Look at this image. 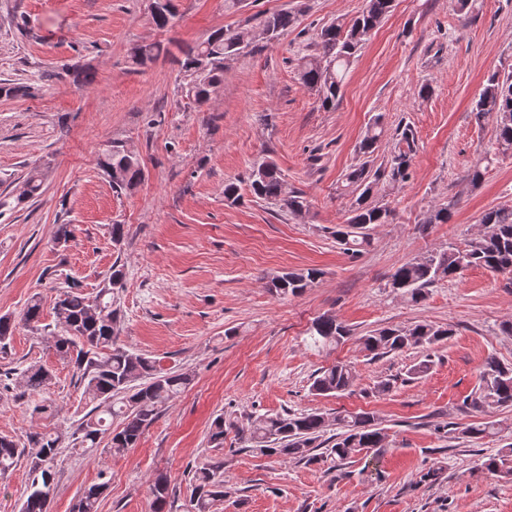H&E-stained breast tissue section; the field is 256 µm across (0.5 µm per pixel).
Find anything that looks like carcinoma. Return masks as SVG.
Here are the masks:
<instances>
[{
  "mask_svg": "<svg viewBox=\"0 0 512 512\" xmlns=\"http://www.w3.org/2000/svg\"><path fill=\"white\" fill-rule=\"evenodd\" d=\"M152 16L158 29H165L176 17L173 0ZM394 0H365L358 17L346 22L333 21L317 34L318 52L301 59L300 79L305 88L318 96L322 108H335L342 91L348 69L356 54L365 44L371 31L382 22L393 7ZM296 22L294 14L276 11L260 14L259 26L274 40ZM252 43L251 31L246 28L212 32L177 60L182 74L180 88L189 102L201 106L207 103L224 84V61L239 54ZM165 51L158 41H143L130 51L132 64L144 66ZM472 112L480 122L488 115L496 120L495 143L485 151L484 160L492 162L500 154L512 153V74L492 73L474 102ZM386 130L377 117L368 126L358 153L363 161L354 165L345 176L344 190L353 201L349 217L331 231L344 252L355 257L371 243V230L388 223L390 209L371 202L374 186L403 183L417 152V132L405 125L398 130L394 150L385 167L374 169L370 158L385 136ZM104 172H122L119 180H112L113 188L133 190L143 179V165L139 155L130 153L125 146L114 142L107 146L99 158ZM26 189L17 202L32 198L41 192L43 173L33 169L25 180ZM251 194L271 205L278 206L294 216L308 208V201L300 191L288 189L286 181L270 160L253 169L249 176ZM446 206L433 207L426 212L420 229L431 224H446L449 220ZM483 232L460 246L431 253L410 261L390 276L388 287L405 300L418 303L426 290L443 279L453 280L471 267H482L493 273L512 275V208L500 207L485 211L480 219ZM320 276L316 269L283 272L271 278L270 288L281 296L298 295L310 287ZM111 282L89 297L73 285L58 294L55 310V329L51 348L57 356L72 364L80 377L83 394L94 404L79 426L80 444L84 449L96 446L104 433V415L122 418L120 429L112 432L111 447L120 451L134 447L144 432L155 422L160 408L191 383L187 373H163L155 361L143 353L130 351L118 343L120 315L115 306L114 291L123 287L124 268L115 263L109 270ZM43 315L42 302L33 299L24 309L22 320L37 330ZM453 328L422 322L408 328H382L361 337L363 349L374 356L402 352L410 347H429L448 339ZM314 342L338 345L349 336V329L335 317H318L310 328ZM18 380L30 396L34 397L33 411L43 413L46 405L36 399L51 382L52 374L40 365L31 364L19 371ZM354 367L336 362L320 370L313 379L311 391L318 395H337L350 390L355 383ZM462 406L472 414L486 416L493 410L512 407V366L490 356L485 360L478 386L464 399ZM336 433L329 437V454L336 463L362 453L377 460L388 447L387 435L379 427L374 413L338 414L334 418ZM330 426L322 413L255 415L247 419L246 427L234 421L217 417L211 425L210 443L221 448L224 434L235 429L249 447L268 455H278L307 464L319 460L317 448ZM498 430L494 421L473 422L461 430L470 440H481ZM31 449L0 436V474H5L25 460L29 465L30 485L20 512H49L55 491V471L61 440L57 436L33 435ZM480 468L487 474L512 480V446L482 460ZM106 472H99L101 482L94 484L79 496L72 512H97L98 503L108 482ZM170 485L166 475L158 473L151 483L153 512H166ZM224 496V460L210 459L192 469L190 503L193 512H211L214 502Z\"/></svg>",
  "mask_w": 512,
  "mask_h": 512,
  "instance_id": "cac0c4a2",
  "label": "carcinoma"
}]
</instances>
